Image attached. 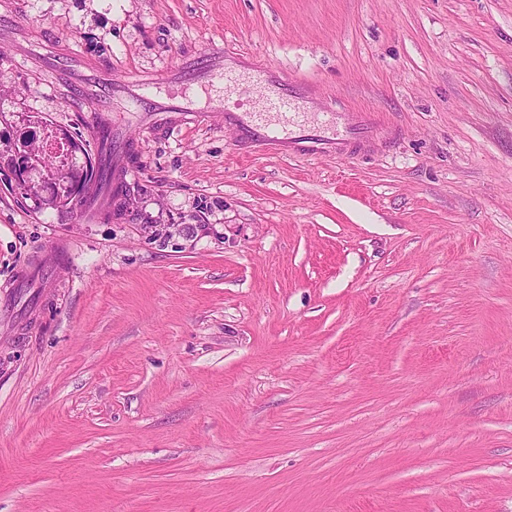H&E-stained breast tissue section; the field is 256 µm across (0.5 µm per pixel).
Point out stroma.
I'll return each mask as SVG.
<instances>
[{
  "mask_svg": "<svg viewBox=\"0 0 512 512\" xmlns=\"http://www.w3.org/2000/svg\"><path fill=\"white\" fill-rule=\"evenodd\" d=\"M216 47L396 140L140 119ZM96 63L120 219L11 164ZM0 512H512V0H0Z\"/></svg>",
  "mask_w": 512,
  "mask_h": 512,
  "instance_id": "1",
  "label": "stroma"
}]
</instances>
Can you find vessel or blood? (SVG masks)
I'll use <instances>...</instances> for the list:
<instances>
[{"mask_svg":"<svg viewBox=\"0 0 512 512\" xmlns=\"http://www.w3.org/2000/svg\"><path fill=\"white\" fill-rule=\"evenodd\" d=\"M221 57L218 48L201 55L198 74L221 84L229 95L235 91L241 69L246 68L269 90L265 111L225 113V125L235 130L241 144L269 143L291 156L343 157L389 145L395 138L375 113L338 108L273 63L252 59L237 68L223 64ZM74 90L92 97L95 106L84 121L90 133H97L109 109L107 88L78 84Z\"/></svg>","mask_w":512,"mask_h":512,"instance_id":"b4317fda","label":"vessel or blood"}]
</instances>
